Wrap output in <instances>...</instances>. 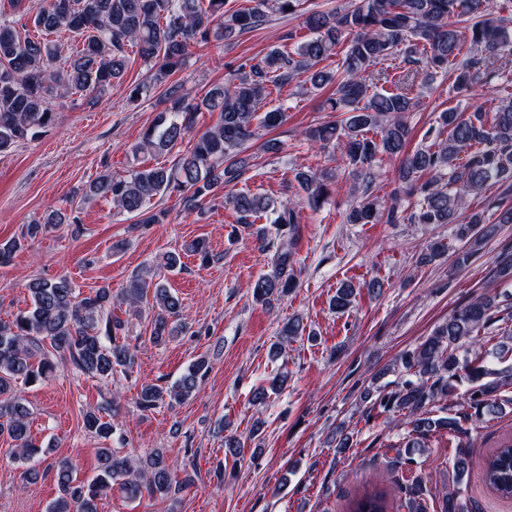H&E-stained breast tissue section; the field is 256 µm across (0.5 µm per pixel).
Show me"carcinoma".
Instances as JSON below:
<instances>
[{
    "label": "carcinoma",
    "instance_id": "1",
    "mask_svg": "<svg viewBox=\"0 0 512 512\" xmlns=\"http://www.w3.org/2000/svg\"><path fill=\"white\" fill-rule=\"evenodd\" d=\"M230 0H39L33 5V24L43 34H20L16 21L0 16V152L47 133L56 121L53 100L79 94L94 101L112 82L122 78L126 49H136L146 62L159 63L155 83L162 84L180 70L197 44L222 41L264 25L275 14H295L300 0H251V6L233 8ZM512 12V0H349L343 8L310 12L304 20L311 36L287 51L279 47L263 57L242 62L235 78L196 96L181 84L164 92V109L158 123L146 130L132 147L134 154L162 155L191 135L198 112L219 113L216 123L193 138V145L170 166L156 163L126 175L103 170L86 187L80 200L102 197L118 210L136 216L141 224H162L167 212L149 211V204L168 192L179 193L185 211H200L216 200L217 189L235 182L247 159L244 146L257 129H274L285 120V108L262 112L260 104L269 87L287 85L300 73L316 89L329 85L334 92L325 100V111L344 112L341 120L317 122L307 129L310 140L327 149L343 141V162L364 183L362 199L346 211L348 224L383 220L398 224H453L456 236L468 245L457 256L464 265L496 224L486 223L484 212L467 210V198L480 193L492 178L512 181V99L501 101L493 119L482 110L470 113L445 110L439 115L436 141L412 152L406 150L410 129L404 115L417 106L410 96V82L418 74L430 80L451 72L461 89L481 91L495 77L498 59L512 53V32L497 13ZM68 32L80 38L82 48L73 57L59 60V48L49 39ZM348 39L342 70L333 72L320 63L335 53L341 39ZM466 55H461L464 44ZM403 55L400 74L378 68L392 56ZM375 132L379 139L368 136ZM400 162V184L390 205L372 196L371 170L381 156ZM309 206L320 210L333 193L332 175L325 171L296 174ZM418 197L408 217L401 216L400 197ZM239 223L263 218L276 238L288 239L272 258L271 272L254 282L252 297L271 308L295 288L292 245L296 230L294 207L260 193L240 191L224 197ZM77 222L56 210L42 222L26 225L22 239L0 241V265L10 262L21 240L35 239L51 224ZM184 251L213 261L205 240L195 239ZM30 308L11 321L0 322V435L14 442L10 454L27 464L32 479L39 475V449L33 444L30 410L17 390L43 380L58 364L69 361L80 372L109 383L114 373L128 372L135 352L119 337L125 324L112 315L116 301L137 311L153 312L150 341L160 344L189 330L181 321V302L156 275H136L117 295L109 287L84 294L66 277L34 278L28 284ZM354 288L336 290L332 306L345 310ZM499 321L512 336V294L499 302L480 295L458 307L424 342L400 356L405 372L401 388L380 396L379 408L403 414L407 432L399 447L405 449L390 461L399 468L413 462L412 449L425 447L437 430L462 439L464 423L483 422L512 406V363L488 359L477 350L482 330ZM303 320L296 316L280 329L283 342L303 335ZM209 371L200 358L171 386L143 381L135 404L142 411L169 401L180 403L199 387ZM467 382L466 404L472 413L456 411L433 417L434 407H453L458 382ZM84 426L104 441L114 435V419L101 409L84 414ZM456 479L442 497L441 512H468L461 502L466 470L465 455L453 464ZM485 483L499 496L512 497V441L496 448L486 459ZM58 496L48 512H99L98 503L116 488L128 500L171 498L189 478L176 480L164 452L156 449L136 462L108 446L98 449L97 474L80 480L74 467L61 461L56 468ZM426 482L405 486L407 512H427ZM348 512H389L379 490L365 491L352 499Z\"/></svg>",
    "mask_w": 512,
    "mask_h": 512
}]
</instances>
